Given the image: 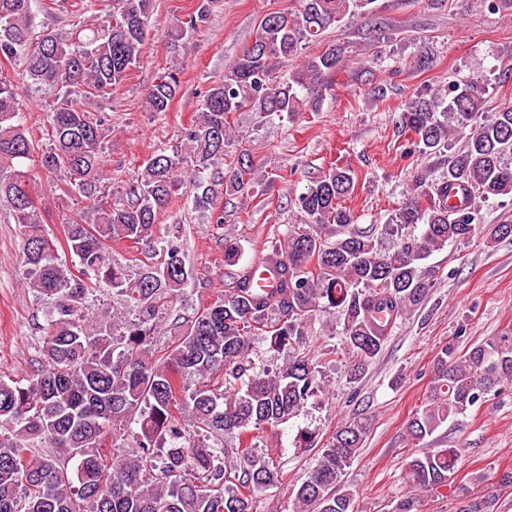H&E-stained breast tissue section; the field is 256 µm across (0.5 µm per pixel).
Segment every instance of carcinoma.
Wrapping results in <instances>:
<instances>
[{
  "mask_svg": "<svg viewBox=\"0 0 512 512\" xmlns=\"http://www.w3.org/2000/svg\"><path fill=\"white\" fill-rule=\"evenodd\" d=\"M31 2L0 0V197L24 240L23 284L49 306V318L27 383L0 379V512H254L258 494L286 479L277 449L261 448L263 432L325 396L322 360L307 350L315 322L341 314L339 342L324 355L355 359L350 382H357L397 320L427 298L431 282L417 262L473 237L480 201L512 194V105L483 111V79L410 97L400 124L415 135L420 155L442 154L456 132L469 136L439 177L417 176L382 225L390 251L343 205L354 171L334 166L299 195L302 223L264 246L275 286L266 291L246 272L230 273L224 294L188 313L176 303L194 272L179 237H156L161 216L185 187L195 209L224 224L220 198L247 195L260 182L245 148L227 169L217 168L226 147L243 138L232 132L231 114L251 112L263 124L319 111V88L343 48L326 47L283 79L276 69L370 0H298V8L266 16L201 93L180 144L155 150L117 197L101 184L105 119L91 108L112 97L143 57L153 0H112V12L68 36L34 32ZM210 3L199 0L188 20L167 28L171 45L207 21ZM17 61L23 79L51 93L45 145L23 128L18 85L3 75ZM180 72L172 63L146 89L145 111H169ZM26 161L89 201L87 211L66 219L60 239L44 228L29 170L21 168ZM116 241L148 250L122 262L110 250ZM102 289L121 297L122 310L94 312ZM163 329L170 342L158 348ZM259 335L269 346L255 359L251 339ZM506 382L511 331L462 351L453 343L440 348L430 397L407 423L420 445L405 464L412 489L466 495L454 485L460 450L421 444ZM108 428L112 453L104 447ZM369 432L361 418L326 440L301 431L299 449L314 453L316 464L295 486L292 512H353L354 495L341 484Z\"/></svg>",
  "mask_w": 512,
  "mask_h": 512,
  "instance_id": "carcinoma-1",
  "label": "carcinoma"
}]
</instances>
